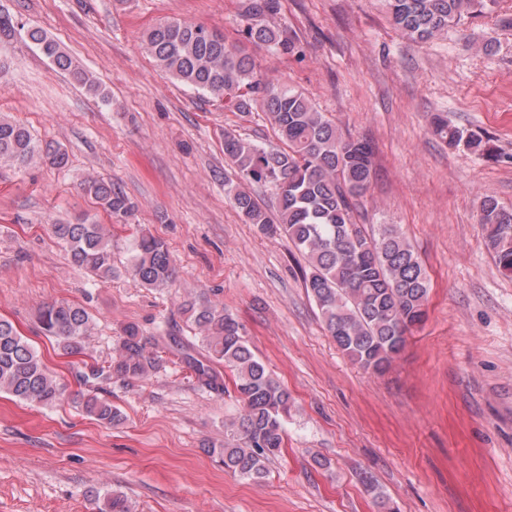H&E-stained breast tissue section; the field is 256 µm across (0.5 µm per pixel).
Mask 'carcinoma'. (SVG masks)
I'll use <instances>...</instances> for the list:
<instances>
[{"mask_svg": "<svg viewBox=\"0 0 512 512\" xmlns=\"http://www.w3.org/2000/svg\"><path fill=\"white\" fill-rule=\"evenodd\" d=\"M384 2L398 30L424 40L495 0ZM278 5L279 0H250L241 15V33L253 45L295 56L300 53L297 42L283 37L271 23ZM26 35L54 68L68 72L88 90L98 91L93 75L76 64L59 43L38 28L27 30ZM144 45L155 66L183 85L221 97L238 112L249 113L258 107L266 114L278 139L275 145L224 131V156L232 169L224 175V193L244 223L255 224L267 234H284L304 255V286L336 348L367 373L386 372L404 349L408 333L425 319L430 281L398 225L382 224L378 233L370 234L356 221L353 200L365 194L374 176L370 144L344 136L303 92L276 82L250 54L226 44L224 33L217 29L172 19L150 28ZM432 129L450 147L462 144L478 154L488 151L482 137L448 124L439 114L433 117ZM0 161L18 170L41 162L63 168L68 157L58 147H41L25 125L1 118ZM251 183L271 188L276 210L255 198L248 188ZM81 187L112 216L128 217L135 210L129 197L110 180L87 176ZM479 224L496 265L504 275L512 276V209L485 196L479 203ZM51 230L68 246L75 264L99 279L112 278V236L105 225L53 224ZM129 270L146 288L167 287L175 275L169 246L151 234L138 235ZM180 309L195 336L190 340L170 334L167 348L181 357L198 384L209 391L224 393L221 370H229L242 403L240 416L224 423V445H209L204 451L224 470L260 482L284 448L291 395L252 351L243 325L224 305L204 294H189ZM37 324L41 334L55 338L66 355L82 353L86 337L95 328L90 313L67 300L41 306ZM150 344L152 338L129 323L122 328L108 365L84 363L79 378L88 391L75 401L81 411L103 425L120 422V414L101 394L100 385L114 380L130 384L155 373L160 357L148 350ZM0 392L44 408L60 404L67 393L66 385L35 346L3 318ZM91 496L102 501L98 512H131L121 495L93 491Z\"/></svg>", "mask_w": 512, "mask_h": 512, "instance_id": "carcinoma-1", "label": "carcinoma"}]
</instances>
